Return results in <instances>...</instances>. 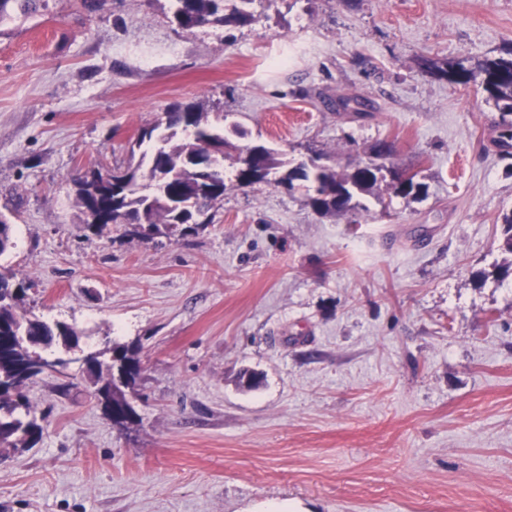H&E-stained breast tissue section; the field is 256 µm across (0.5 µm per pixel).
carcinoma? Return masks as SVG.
<instances>
[{
  "label": "carcinoma",
  "mask_w": 512,
  "mask_h": 512,
  "mask_svg": "<svg viewBox=\"0 0 512 512\" xmlns=\"http://www.w3.org/2000/svg\"><path fill=\"white\" fill-rule=\"evenodd\" d=\"M172 18L185 33L204 26H240L255 19L257 0H171ZM47 8V0H0V24L12 19L13 12H35ZM422 67L450 83L479 87L486 99L503 115H512V57L491 58L475 65L422 60ZM212 110L201 104L174 105L166 113L164 125L141 130L134 145H147L137 162L122 168H90L94 178L83 172L73 178L76 205L82 223L87 224V208L99 204L107 216L134 222L141 213L153 217L156 231L180 224H198V214H207L224 201L226 189L224 159L236 153L234 178L241 188L273 183L289 191L312 184L307 204L320 215L344 216L364 208L360 197L381 192L401 198H420L426 186L418 173L402 180L396 163H384L393 154L387 142L374 145L369 156L341 166L323 162L317 154L311 164L289 166L285 154L264 145H235L229 135L246 138V132L232 127L226 134L221 116L210 119ZM15 246L13 225L0 222V257ZM29 286L24 281L0 275V438L11 448H29L42 435L36 408L18 384L20 372L29 368L36 376L34 358L56 345L66 349L77 341L75 329L63 322H48L21 311ZM113 353L136 381L139 363L135 350L113 343L89 356L88 376L95 395L112 404V423L127 427L138 422V414L126 412L128 385H112Z\"/></svg>",
  "instance_id": "obj_1"
}]
</instances>
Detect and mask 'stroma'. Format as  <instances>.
I'll list each match as a JSON object with an SVG mask.
<instances>
[{"label": "stroma", "mask_w": 512, "mask_h": 512, "mask_svg": "<svg viewBox=\"0 0 512 512\" xmlns=\"http://www.w3.org/2000/svg\"><path fill=\"white\" fill-rule=\"evenodd\" d=\"M511 48L512 0H262L191 33L168 0H49L0 26V273L141 362L127 429L78 367L29 383L43 436L0 456V512H512V155L480 88L418 67ZM199 100L294 165L389 142L427 194L364 197L354 232L232 181L186 234L81 224L72 176Z\"/></svg>", "instance_id": "obj_1"}]
</instances>
